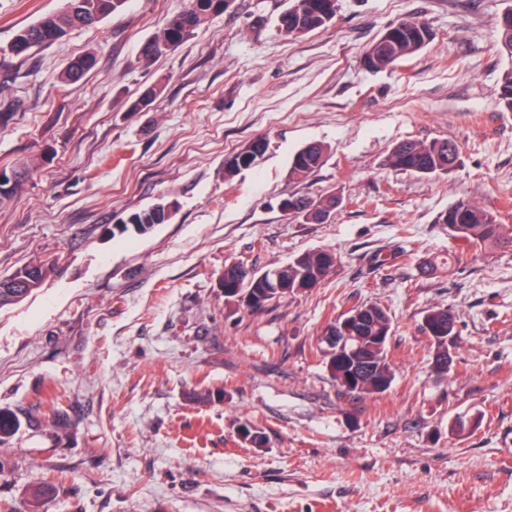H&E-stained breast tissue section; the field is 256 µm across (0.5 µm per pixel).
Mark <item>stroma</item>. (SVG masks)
<instances>
[{
    "instance_id": "stroma-1",
    "label": "stroma",
    "mask_w": 512,
    "mask_h": 512,
    "mask_svg": "<svg viewBox=\"0 0 512 512\" xmlns=\"http://www.w3.org/2000/svg\"><path fill=\"white\" fill-rule=\"evenodd\" d=\"M186 0H126L96 26L17 58L16 32L63 0H0V167L41 158L0 203V277L44 259L54 273L0 309V512L52 481L42 512H512V247L473 252L436 218L467 198L512 225V112L495 49L505 0H337L334 22L278 31L288 0H232L151 61L140 48ZM425 19L432 40L393 68L362 65L389 24ZM95 70L63 82L67 63ZM149 111L131 102L148 85ZM262 137L253 169L224 159ZM448 139L455 169L423 177L385 164L406 140ZM323 166L289 175L301 146ZM338 192L321 224L280 199ZM171 221L145 236L106 226L159 200ZM317 249L339 263L317 288L258 311L226 301L218 276L262 272ZM392 318L395 382L336 385L319 338L354 303ZM457 314L449 370L422 332L429 309ZM220 388V402L189 401ZM61 395L65 423L41 401ZM464 419V431L454 429ZM264 430L242 443L238 422ZM97 64L94 54L88 53L72 60L62 73V79L67 83L80 81ZM326 148L318 142H310L297 150L290 163V175L302 182L308 179L324 162Z\"/></svg>"
}]
</instances>
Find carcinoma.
<instances>
[{"mask_svg": "<svg viewBox=\"0 0 512 512\" xmlns=\"http://www.w3.org/2000/svg\"><path fill=\"white\" fill-rule=\"evenodd\" d=\"M125 0H65L59 13L40 19L20 29L10 43L9 52L16 57H25L38 47L51 45L64 37L68 31L78 27L94 25L119 11ZM230 0H188L182 12L171 16L164 26L141 49L144 60L172 49L190 39L196 29L211 18L224 13ZM294 9H286L279 17V32L295 38L324 29L336 17V0H289ZM498 52L508 58L509 67L503 72L498 86V96L503 109L512 112V6L504 9L496 22ZM382 34L385 38L373 41L363 55V62L372 72H380L407 60L425 48L432 40L428 23L418 17L403 19L387 26ZM97 64L94 54L88 53L72 60L62 73L67 83L80 81ZM159 84L146 87L132 102L131 110H147L161 95ZM458 153L457 146L446 139L430 141L407 140L397 144L388 154L386 165L398 171L422 176L446 174L454 165L450 155ZM326 148L318 142H310L297 150L290 163V175L302 182L308 179L324 162ZM258 162L256 140L252 139L238 148L237 159L224 165V178L233 179L241 171L252 168ZM297 208L291 214L296 220L306 223H322L330 211L336 210V195L333 192L316 196L295 197ZM163 203L157 202L146 208L129 213L122 219L121 229L111 228L119 235H146L156 226L166 224ZM437 223L448 226L457 239L479 251L503 244L512 245V225L501 224L490 211L475 202L461 198L440 214ZM325 251L317 250L294 257L288 262L280 277L268 269L264 276H254L243 290L255 298L254 310H260L271 302L288 295L305 292L320 285L332 272L325 264ZM54 272L48 262H32L17 268L8 276L0 277V308L21 302L42 287ZM227 291L224 298L239 301L232 292L240 281L238 268L231 264L224 267L218 277ZM351 325L349 338L343 345H326L324 356L327 368L337 385L349 394H382L388 391L395 373L388 356V346L394 336V327L388 312L378 304L357 303L348 311L327 324L336 327L341 321ZM456 315L448 307L436 306L425 316L423 330L437 347L433 363L436 368L448 370L451 356L448 342L455 338ZM46 488H35L24 501V512H41Z\"/></svg>", "mask_w": 512, "mask_h": 512, "instance_id": "obj_1", "label": "carcinoma"}]
</instances>
